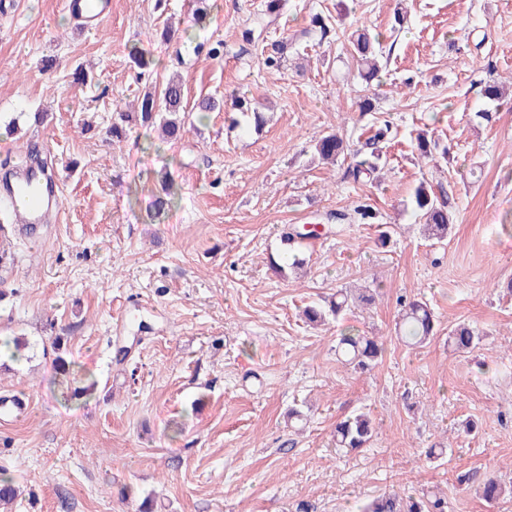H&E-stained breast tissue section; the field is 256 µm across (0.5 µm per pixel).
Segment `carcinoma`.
Wrapping results in <instances>:
<instances>
[{
  "label": "carcinoma",
  "instance_id": "cac0c4a2",
  "mask_svg": "<svg viewBox=\"0 0 512 512\" xmlns=\"http://www.w3.org/2000/svg\"><path fill=\"white\" fill-rule=\"evenodd\" d=\"M333 29L329 18L320 14L311 17L310 27L304 33L317 32L320 39H325ZM380 37L373 35L366 28H358L351 34V43L357 56L361 74L369 83L380 69L379 56L382 51L375 48ZM288 41H279L264 52L263 63L268 68H278L285 58ZM184 88L177 80H170L160 90L146 92L138 101L137 108L132 111H119L112 123V138L122 139L131 124L159 123L162 138L168 143H174L183 138L185 132V110L183 107ZM417 149L425 158L435 159L439 144L420 134L416 138ZM347 147L342 138L335 133L319 137L314 143V152L325 162L335 164L345 156ZM380 170L379 157L354 161L353 178H371ZM180 195V188L174 182H169L166 196L158 197L153 203L154 215H161ZM414 208L418 217L423 221L428 237L442 242L448 237L451 224L450 202L437 197L426 182H420L414 189ZM336 220L353 221L360 224H373L377 220L376 211L367 203L354 207L353 212H340ZM366 300L363 294L355 295L350 289L336 292V295L323 303H313L303 311L305 320L310 324L324 323L329 318L337 319L351 310L359 301ZM401 323L406 329V337L413 345L425 344L431 340L435 332L433 314L427 303L418 298L403 302ZM482 340L470 324L461 322L448 332V343L458 352H469ZM346 364L353 369L366 373L376 366L385 351L383 340L375 336H360L351 333L344 334L337 343ZM372 418L363 412L355 413L336 422L333 439L338 448L357 451L365 447L373 436ZM363 512H448V500L436 494L414 496L398 491L385 492L367 503Z\"/></svg>",
  "mask_w": 512,
  "mask_h": 512
}]
</instances>
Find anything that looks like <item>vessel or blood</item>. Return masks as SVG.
Here are the masks:
<instances>
[{
    "label": "vessel or blood",
    "mask_w": 512,
    "mask_h": 512,
    "mask_svg": "<svg viewBox=\"0 0 512 512\" xmlns=\"http://www.w3.org/2000/svg\"><path fill=\"white\" fill-rule=\"evenodd\" d=\"M75 25L88 28L99 25L108 15L110 0H65ZM0 194L11 197L22 223H42L46 215L62 205L57 184L43 171L34 168L16 170L0 182Z\"/></svg>",
    "instance_id": "obj_1"
}]
</instances>
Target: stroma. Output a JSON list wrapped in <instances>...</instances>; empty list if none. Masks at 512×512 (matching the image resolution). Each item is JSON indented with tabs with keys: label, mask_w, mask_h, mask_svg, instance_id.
<instances>
[{
	"label": "stroma",
	"mask_w": 512,
	"mask_h": 512,
	"mask_svg": "<svg viewBox=\"0 0 512 512\" xmlns=\"http://www.w3.org/2000/svg\"><path fill=\"white\" fill-rule=\"evenodd\" d=\"M268 2L210 0L196 39L224 47L198 59L162 36L168 24L194 29L195 0H111L89 30L63 0H0V170L33 154L62 199L46 223L0 233L12 254L0 338L27 343L20 359L0 356V397L30 402L0 421V474L20 489L12 512H137L147 497L152 512H359L392 489L444 495L448 512H512V0H285L263 39L293 36L278 69L263 64V41L241 38ZM315 13L335 35L302 37ZM361 26L384 37L376 85L350 55ZM134 46L151 69L132 63ZM80 62L94 75L83 87ZM176 74L188 102L243 95L266 124L193 112L172 146L139 125L107 140L116 107ZM489 80L506 83L501 101L483 97ZM382 120L397 135L377 179L353 182L348 162L314 157L322 134L354 152ZM422 130L447 156L419 157ZM166 179L180 197L154 221ZM423 180L451 198L440 243L411 215ZM360 201L382 224L332 223ZM306 224L319 230L299 245L304 268L279 272L283 235ZM365 287L373 304L305 322L310 302ZM413 295L439 320L421 347L397 327ZM461 321L484 334L464 354L448 343ZM344 331L381 337V363L365 374L342 363ZM56 340L93 373L92 395L63 401ZM354 411L376 434L348 453L331 433ZM434 443L441 458L426 456ZM467 471L473 484L459 480ZM489 476L505 490L492 504L475 490Z\"/></svg>",
	"instance_id": "35a3bbf8"
}]
</instances>
